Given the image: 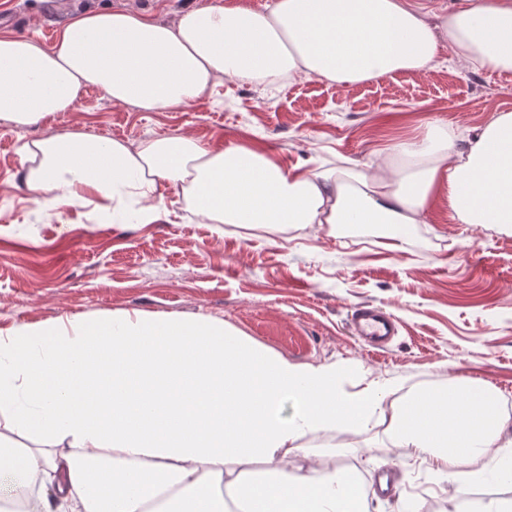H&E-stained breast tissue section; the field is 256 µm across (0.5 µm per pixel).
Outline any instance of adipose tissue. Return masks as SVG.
Wrapping results in <instances>:
<instances>
[{
	"label": "adipose tissue",
	"instance_id": "1",
	"mask_svg": "<svg viewBox=\"0 0 512 512\" xmlns=\"http://www.w3.org/2000/svg\"><path fill=\"white\" fill-rule=\"evenodd\" d=\"M444 65L511 72L512 0L437 16L418 0H269L261 12L216 2L167 22L97 10L49 48L0 36V123L34 126L72 111L89 87L116 105L165 112L222 80L349 86ZM22 163L43 209L132 204L143 224L165 212L166 184L209 222L379 224L389 250L430 223L441 200L454 223L512 228L511 111H493L469 141L428 122L349 179L191 135L136 144L50 134L24 146ZM382 402L375 383L346 390L335 365H297L205 317L22 325L0 335V479L26 512H368L370 487L353 472L292 474L287 462L306 436L375 414L393 447L453 484L470 483L487 458L512 477V416L483 383L451 379ZM17 429L63 447L16 445L7 434ZM259 460L278 467L261 478L242 472Z\"/></svg>",
	"mask_w": 512,
	"mask_h": 512
}]
</instances>
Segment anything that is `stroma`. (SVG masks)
<instances>
[{
    "label": "stroma",
    "mask_w": 512,
    "mask_h": 512,
    "mask_svg": "<svg viewBox=\"0 0 512 512\" xmlns=\"http://www.w3.org/2000/svg\"><path fill=\"white\" fill-rule=\"evenodd\" d=\"M214 0H0L1 35L33 36L51 47L76 16L112 10L157 21ZM512 110V73L446 71L337 86L312 78L264 86L222 81L201 99L166 112L112 104L85 91L76 109L39 125L0 124V332L21 324H70L104 312L209 317L230 324L299 365L353 368L396 400L451 378L480 380L512 415V230L495 225L421 224L390 251L378 226L342 225L337 234L294 226L212 224L182 210L165 189L166 215L115 223L97 211L45 212L25 188L20 149L64 131L139 141L191 135L215 146L264 148L282 164L317 158L339 171L438 118L474 136L492 109ZM361 304L391 311L398 335L387 349L365 347L349 326ZM312 457L288 469H346L370 482L391 472L386 496L369 512H475L512 499V485L481 479L453 486L445 474L393 448L385 424L319 433Z\"/></svg>",
    "instance_id": "35a3bbf8"
}]
</instances>
